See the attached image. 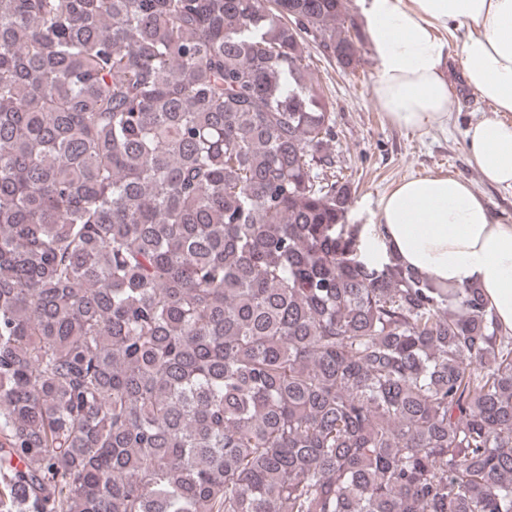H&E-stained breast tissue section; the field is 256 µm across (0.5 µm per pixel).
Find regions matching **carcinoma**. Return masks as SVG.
Returning a JSON list of instances; mask_svg holds the SVG:
<instances>
[{
    "label": "carcinoma",
    "mask_w": 512,
    "mask_h": 512,
    "mask_svg": "<svg viewBox=\"0 0 512 512\" xmlns=\"http://www.w3.org/2000/svg\"><path fill=\"white\" fill-rule=\"evenodd\" d=\"M344 0H0V512H512V330L361 259Z\"/></svg>",
    "instance_id": "carcinoma-1"
}]
</instances>
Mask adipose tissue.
<instances>
[{
  "label": "adipose tissue",
  "instance_id": "adipose-tissue-1",
  "mask_svg": "<svg viewBox=\"0 0 512 512\" xmlns=\"http://www.w3.org/2000/svg\"><path fill=\"white\" fill-rule=\"evenodd\" d=\"M375 63L373 96L396 127L444 126L456 95L446 62L459 40L469 85L496 116L469 126L465 147L482 181L512 188V0H362ZM361 256L457 287L477 285L512 330V225L475 186L453 175L404 179L381 199L378 225L361 232Z\"/></svg>",
  "mask_w": 512,
  "mask_h": 512
}]
</instances>
